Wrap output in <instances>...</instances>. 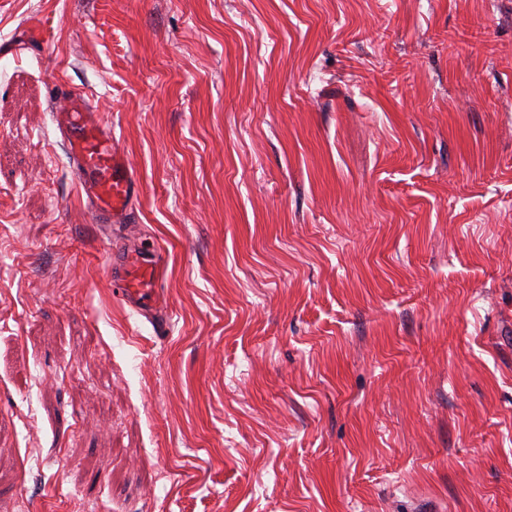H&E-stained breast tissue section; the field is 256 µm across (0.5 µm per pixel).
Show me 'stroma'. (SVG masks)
Segmentation results:
<instances>
[{
	"label": "stroma",
	"instance_id": "obj_1",
	"mask_svg": "<svg viewBox=\"0 0 512 512\" xmlns=\"http://www.w3.org/2000/svg\"><path fill=\"white\" fill-rule=\"evenodd\" d=\"M0 512H512V0H0ZM54 123L95 223H126L138 183L127 157L112 146V129L90 97L78 90L63 94ZM161 270L160 255L149 258L135 248L110 250V271L118 296L150 319L160 307Z\"/></svg>",
	"mask_w": 512,
	"mask_h": 512
}]
</instances>
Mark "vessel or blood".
<instances>
[{
  "mask_svg": "<svg viewBox=\"0 0 512 512\" xmlns=\"http://www.w3.org/2000/svg\"><path fill=\"white\" fill-rule=\"evenodd\" d=\"M59 141L96 223L123 224L139 188L127 157L112 145V130L89 96L66 92L55 108ZM161 257L124 248L111 252L110 271L119 297L143 315L160 307Z\"/></svg>",
  "mask_w": 512,
  "mask_h": 512,
  "instance_id": "vessel-or-blood-1",
  "label": "vessel or blood"
}]
</instances>
